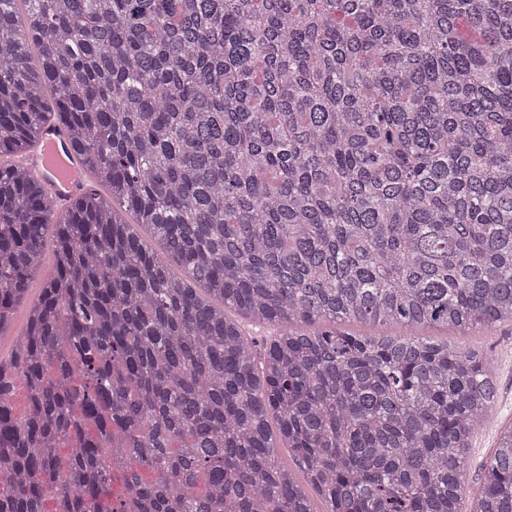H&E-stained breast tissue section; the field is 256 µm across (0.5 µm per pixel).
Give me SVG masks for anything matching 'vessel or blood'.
<instances>
[{"label": "vessel or blood", "mask_w": 512, "mask_h": 512, "mask_svg": "<svg viewBox=\"0 0 512 512\" xmlns=\"http://www.w3.org/2000/svg\"><path fill=\"white\" fill-rule=\"evenodd\" d=\"M44 149L25 155L20 164L33 178L41 180L57 208H65L70 199L87 186L80 157L69 148L65 129L54 127L43 136Z\"/></svg>", "instance_id": "b4317fda"}]
</instances>
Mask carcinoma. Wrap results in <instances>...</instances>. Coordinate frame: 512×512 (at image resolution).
<instances>
[{
    "mask_svg": "<svg viewBox=\"0 0 512 512\" xmlns=\"http://www.w3.org/2000/svg\"><path fill=\"white\" fill-rule=\"evenodd\" d=\"M55 122L103 188L63 212L16 167ZM22 305L0 512H464L495 370L384 328L512 323V0H0ZM474 500L512 512V422ZM52 235L48 241L46 255L44 263L40 269V271L33 277L32 281L29 283L28 295L29 297L35 298L39 295L42 285L44 281L50 276L53 271V242Z\"/></svg>",
    "mask_w": 512,
    "mask_h": 512,
    "instance_id": "1",
    "label": "carcinoma"
}]
</instances>
